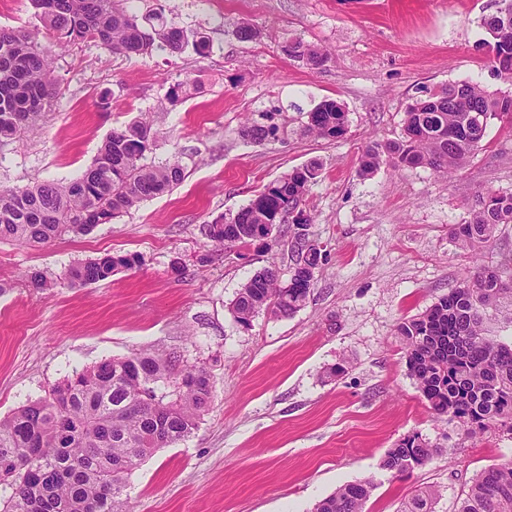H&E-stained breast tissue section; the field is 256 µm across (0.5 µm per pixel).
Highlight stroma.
<instances>
[{"instance_id":"obj_1","label":"stroma","mask_w":512,"mask_h":512,"mask_svg":"<svg viewBox=\"0 0 512 512\" xmlns=\"http://www.w3.org/2000/svg\"><path fill=\"white\" fill-rule=\"evenodd\" d=\"M138 13L210 42L209 54L158 51L126 58L91 43L54 48L61 84L40 128L0 148V188L81 176L112 130L148 115L161 138L152 157L179 159L186 177L86 235L41 247L0 240V417L73 371L149 350L177 353L207 373L211 402L185 441L158 449L128 480L132 512H312L339 486L364 479L366 512H400L431 488L433 512H456L476 477L512 460V435L469 434L440 420L409 377L397 324L448 293L475 264L512 261V224L479 252L451 239L487 191L512 193V128L491 120L481 150L453 177L425 168L357 173L364 147L398 138L422 91L473 81L507 91L482 46L483 17L498 0H129ZM254 39L239 40L238 22ZM299 38L331 60L309 68L283 53ZM196 80L179 103L172 84ZM110 93L102 111L99 97ZM326 99L344 105L337 139L301 136ZM270 112L276 138L238 135ZM316 161L304 203L311 238L325 245L306 305L237 325L230 306L254 273H288L291 232L272 251L211 252L204 224L233 217L253 194ZM138 264L96 284L60 277L104 253ZM39 271L57 282L38 289ZM343 365V374L328 370ZM416 435L439 450L399 475L385 452Z\"/></svg>"}]
</instances>
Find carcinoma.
Masks as SVG:
<instances>
[{"label": "carcinoma", "mask_w": 512, "mask_h": 512, "mask_svg": "<svg viewBox=\"0 0 512 512\" xmlns=\"http://www.w3.org/2000/svg\"><path fill=\"white\" fill-rule=\"evenodd\" d=\"M47 34L59 46L90 41L126 57L156 51L182 55L210 52L207 38L188 33L161 13L137 15L124 0H30ZM501 12L482 19L490 36L487 61L498 76L512 81V0H500ZM290 59L320 69L327 50L291 39L282 46ZM61 87L49 49L30 32L0 28V144L38 128ZM493 119L512 122V95L490 92L462 81L428 92L410 103L399 138L373 142L359 159L358 174L373 175L383 166L395 170L425 167L452 175L465 168L482 148ZM348 129V112L324 100L308 113L303 134L339 138ZM278 126L254 122L239 136L261 142ZM158 132L140 117L112 131L82 175L69 182H44L0 189V239L43 246L65 235H86L142 202L181 183L185 169L174 159L157 165L148 160ZM320 174L313 161L296 167L256 192L235 216L204 227L214 250L256 246L270 251L262 224L296 227L293 266L284 282L272 264L238 290L230 310L242 327L261 312L290 316L305 306L323 260L319 242L309 238L312 219L302 208ZM512 224V194L487 192L478 208L451 236L475 251L493 241L500 227ZM138 263L134 255L104 253L71 266L64 283L82 288ZM512 301V268L481 266L424 312L396 327L404 343L410 378L428 409L457 420L474 434L490 423L512 431V343L487 336L485 322ZM179 358L134 354L112 357L75 370L53 384L45 397L0 418V512H131L126 482L160 448L193 434L211 398L206 372L196 366L176 370ZM437 449L417 436L386 451L382 466L397 474L407 463L423 466ZM371 482L340 486L314 506V512H365ZM436 495L425 490L401 512H431ZM457 512H512V461L483 471Z\"/></svg>", "instance_id": "carcinoma-1"}]
</instances>
